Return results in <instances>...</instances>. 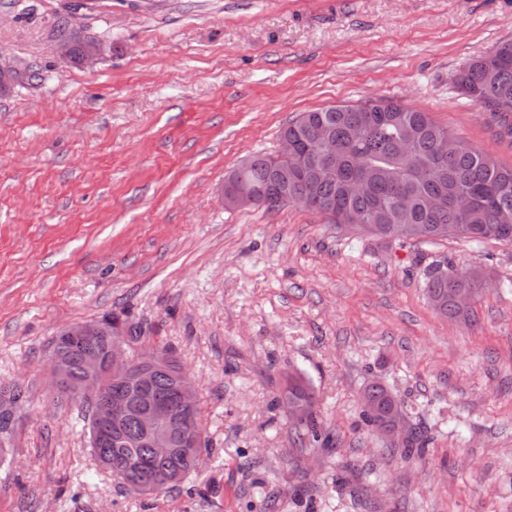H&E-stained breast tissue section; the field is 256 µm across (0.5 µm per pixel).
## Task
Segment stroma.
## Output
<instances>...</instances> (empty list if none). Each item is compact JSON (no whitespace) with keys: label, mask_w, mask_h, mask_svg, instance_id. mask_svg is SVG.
<instances>
[{"label":"stroma","mask_w":512,"mask_h":512,"mask_svg":"<svg viewBox=\"0 0 512 512\" xmlns=\"http://www.w3.org/2000/svg\"><path fill=\"white\" fill-rule=\"evenodd\" d=\"M105 46L57 57L59 30ZM512 41V0H0V383L23 392L0 512H512V244L380 238L299 204L225 208V175L302 112L388 99L512 165L456 72ZM482 268L468 320L427 300ZM116 316L194 376L210 453L153 500L97 466L52 342ZM305 373L334 445L272 400ZM379 381L404 453L361 418ZM441 263H445L446 266L441 268ZM422 275L429 302L434 298H441L445 306L441 314L448 318H457L464 313L457 309L453 302V293L457 289L478 290L476 278L459 273L453 265L448 266L445 259L427 266ZM468 290H459L455 295V301L460 308H467L474 296Z\"/></svg>","instance_id":"1"}]
</instances>
